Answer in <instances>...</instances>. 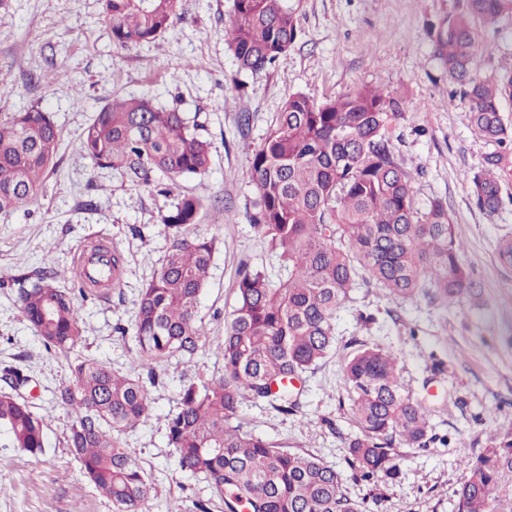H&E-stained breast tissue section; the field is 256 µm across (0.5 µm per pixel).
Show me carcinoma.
Listing matches in <instances>:
<instances>
[{
    "label": "carcinoma",
    "mask_w": 512,
    "mask_h": 512,
    "mask_svg": "<svg viewBox=\"0 0 512 512\" xmlns=\"http://www.w3.org/2000/svg\"><path fill=\"white\" fill-rule=\"evenodd\" d=\"M179 0H103L112 42H150L177 18ZM512 16V0H458L432 29L434 56L469 106L473 130L495 149L473 178L475 205L489 217L503 207L502 185L512 176V124L501 102L512 99V65L498 76L478 74L482 51L475 23L493 26ZM224 37L238 69L258 73L288 53L298 28L288 0H234ZM402 98L374 87H354L317 101L288 98L255 152L251 179L258 193L254 222L288 270L277 283L241 265L235 305L216 347L224 362L214 380H190L180 406L167 415L168 447L182 471L202 475L225 512H362L344 489V475L311 454L282 448L239 423L246 399L284 413L301 408L293 381L324 361L335 347L336 314L361 284H374L396 299L420 295L444 303H477L482 288L462 259V241L442 199L419 206L411 176L398 162L389 127ZM61 133L39 106L0 122V213L37 196L57 157ZM84 155L102 169L148 183L168 179L166 196L183 177L202 176L210 143L191 131L183 113L145 98L114 97L96 114L81 139ZM205 198L184 195L162 216L169 244L142 289L134 323L136 360L147 378L120 375L106 363L78 356L59 401L75 415L68 443L86 477L112 500L117 512H143L152 485L122 447L149 410L146 383L172 357L193 364L206 345L198 318L216 250L213 237L195 230ZM108 276L81 281L80 293L117 288L123 257L102 245ZM500 263L512 266V235L497 244ZM53 267L12 278L26 320L44 345L71 352L82 336L70 292L58 286ZM357 433L344 439L351 478L375 484L400 474L395 443L425 448L430 434L424 402L406 391L398 360L362 345L343 367ZM12 391L0 392V429L10 444L33 455L44 451L45 419L14 391L27 380L7 370ZM468 477L455 491L457 512H512V432L467 462Z\"/></svg>",
    "instance_id": "obj_1"
}]
</instances>
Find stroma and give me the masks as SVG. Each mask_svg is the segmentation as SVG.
Segmentation results:
<instances>
[{
    "label": "stroma",
    "instance_id": "obj_1",
    "mask_svg": "<svg viewBox=\"0 0 512 512\" xmlns=\"http://www.w3.org/2000/svg\"><path fill=\"white\" fill-rule=\"evenodd\" d=\"M298 39L268 69L239 71L224 41L233 0H181L179 17L156 41L113 44L102 0H0V118L40 105L61 130L56 164L37 197L0 214V274L46 265L64 271L60 288L74 292L83 336L75 354L98 358L137 375L134 326L139 293L151 280L168 241L161 217L174 197L202 195L210 204L196 229L220 242L199 316L208 343L195 367L172 359L149 387V411L123 447L136 455L153 486L148 512H224L200 475L181 471L166 444V417L190 380L222 376L216 346L235 304L241 264L271 280L285 272L255 227L258 192L250 169L272 120L297 92L323 101L355 86H380L404 99L390 137L401 166L412 176L418 202L439 197L463 242L462 259L480 283V305H447L426 297L396 301L381 289L354 290L336 317V348L304 376L300 412L248 402L245 430L280 446L310 453L347 471L343 439L354 434L342 363L361 345L380 347L399 359L400 381L424 400L437 439L425 448L397 446L399 479L374 485L345 480L346 494L364 512H457L455 491L468 476L466 463L492 436L512 431V268L500 265L496 245L512 233V179L508 201L494 217L474 204L473 177L490 143L476 138L468 105L454 95L433 56L431 26L456 0H289ZM486 51L480 75L497 73L512 57V17L478 26ZM51 83H44L43 73ZM145 97L184 112L189 125L211 144L204 176L179 180L170 196L100 169L80 145L82 131L114 97ZM119 250L124 264L119 288L79 295L76 265L86 248ZM373 314L372 322L362 317ZM70 357L47 349L25 319L17 288L0 286V370L22 368L30 384L20 396L46 419L45 450L34 456L0 435V512H116L85 477L67 444L74 421L58 402Z\"/></svg>",
    "mask_w": 512,
    "mask_h": 512
}]
</instances>
